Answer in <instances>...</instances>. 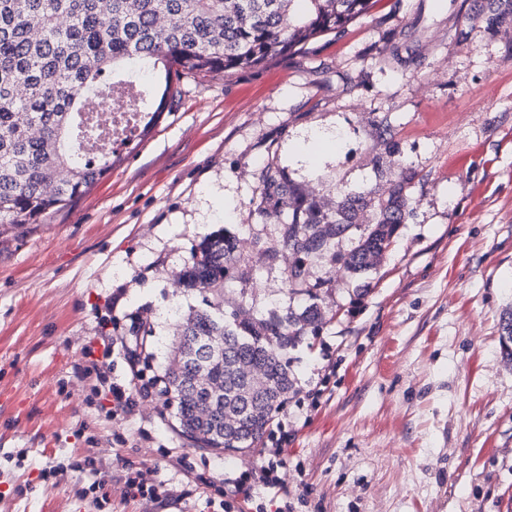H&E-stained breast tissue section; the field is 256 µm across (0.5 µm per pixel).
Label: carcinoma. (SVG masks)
Here are the masks:
<instances>
[{"instance_id":"1","label":"carcinoma","mask_w":512,"mask_h":512,"mask_svg":"<svg viewBox=\"0 0 512 512\" xmlns=\"http://www.w3.org/2000/svg\"><path fill=\"white\" fill-rule=\"evenodd\" d=\"M369 9L370 0H0V225L43 224L68 207L114 164V150L85 147L105 134L128 144L149 131L174 79L255 68L295 53L317 35L345 31ZM509 13L512 0H486L472 19L493 30ZM61 15L69 18L65 28L57 26ZM136 67L150 75L137 84L138 96L157 101L156 109L117 110L107 118L95 113L89 93L103 86L124 96ZM375 125L385 150L399 152L387 119ZM417 178L404 167L387 193L348 192L329 207L286 168L265 163L257 176V210L275 219L280 242L293 255L289 294L308 296V304L289 302L241 320L206 299L176 321L177 362L155 382L166 405H175L183 436L219 455L263 437L284 405L279 392L293 385L288 350L324 320L306 262L328 255L356 278L375 269L412 216ZM354 229L359 235L351 248L336 252V240ZM241 261L235 238L218 231L200 242L179 284L200 292L222 288ZM242 364L264 369L271 384L251 389L239 372ZM201 372L222 391L206 416L209 393L196 382ZM228 413L239 415L240 425L226 433Z\"/></svg>"}]
</instances>
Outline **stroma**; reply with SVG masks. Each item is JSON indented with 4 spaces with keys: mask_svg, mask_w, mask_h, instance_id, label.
Segmentation results:
<instances>
[{
    "mask_svg": "<svg viewBox=\"0 0 512 512\" xmlns=\"http://www.w3.org/2000/svg\"><path fill=\"white\" fill-rule=\"evenodd\" d=\"M405 42L418 67L394 60ZM177 88L69 208L0 234V512H212L225 476L272 444L291 512H512V14L488 31L449 0H373L298 55ZM382 117L399 153L380 143ZM273 151L326 204L419 173L368 293L330 257L310 262L336 317L289 352L295 388L249 453L195 447L154 393L109 416L85 347L111 336L112 381L132 390L129 357L142 379L160 374L174 318L202 305L177 279L208 234L227 230L244 256L225 310L288 302L292 257L255 204ZM88 457L96 502L73 470ZM51 459L65 469L42 478ZM137 471L169 498L124 501Z\"/></svg>",
    "mask_w": 512,
    "mask_h": 512,
    "instance_id": "35a3bbf8",
    "label": "stroma"
}]
</instances>
